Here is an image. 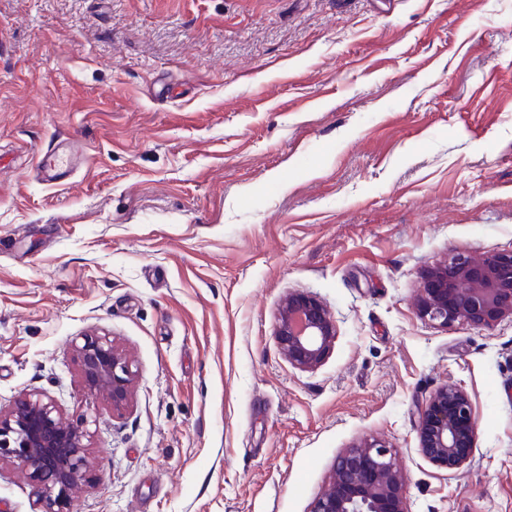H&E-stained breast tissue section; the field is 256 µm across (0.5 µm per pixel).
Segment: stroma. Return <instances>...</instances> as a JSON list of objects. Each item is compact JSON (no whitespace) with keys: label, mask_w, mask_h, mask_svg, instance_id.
Returning <instances> with one entry per match:
<instances>
[{"label":"stroma","mask_w":512,"mask_h":512,"mask_svg":"<svg viewBox=\"0 0 512 512\" xmlns=\"http://www.w3.org/2000/svg\"><path fill=\"white\" fill-rule=\"evenodd\" d=\"M510 251L512 0H0V409L93 418L72 512H309L363 438L407 512H512V319L414 310L429 267ZM293 291L336 321L313 371L274 336ZM94 330L137 371L120 416L81 388ZM445 384L458 470L418 450ZM0 512H38L21 470ZM476 434L471 400L456 385L437 389L419 412V451L440 468L460 469L469 459Z\"/></svg>","instance_id":"1"}]
</instances>
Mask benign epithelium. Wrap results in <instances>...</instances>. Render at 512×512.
I'll return each instance as SVG.
<instances>
[{
  "label": "benign epithelium",
  "mask_w": 512,
  "mask_h": 512,
  "mask_svg": "<svg viewBox=\"0 0 512 512\" xmlns=\"http://www.w3.org/2000/svg\"><path fill=\"white\" fill-rule=\"evenodd\" d=\"M415 311L445 328L466 324L493 329L512 317V252L458 254L428 269ZM336 333L335 321L315 297L290 292L282 299L275 336L293 367L319 368L335 345ZM73 348L86 395L105 399L112 412L121 413L137 378L127 354L99 332L78 337ZM476 434L471 400L455 385L437 389L419 412V451L440 468L460 469ZM90 448L87 422L70 421L42 393L24 394L10 410L0 411V468L12 466L25 473L40 512H68L73 493L87 481ZM404 485L389 447L364 438L338 456L327 491L313 500L309 512H406Z\"/></svg>",
  "instance_id": "7a95c632"
}]
</instances>
